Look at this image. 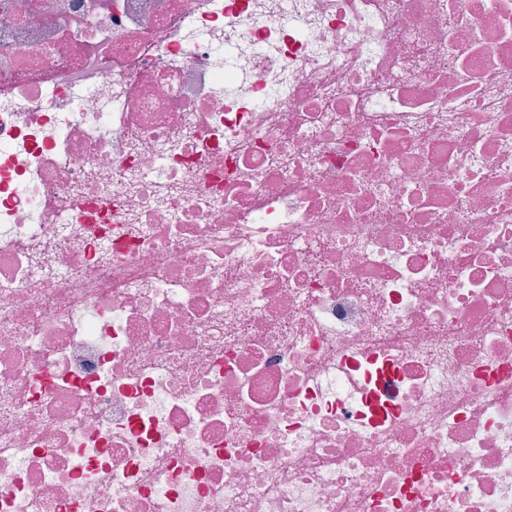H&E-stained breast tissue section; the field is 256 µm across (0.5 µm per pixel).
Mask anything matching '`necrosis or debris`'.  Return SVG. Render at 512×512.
<instances>
[{
	"instance_id": "obj_1",
	"label": "necrosis or debris",
	"mask_w": 512,
	"mask_h": 512,
	"mask_svg": "<svg viewBox=\"0 0 512 512\" xmlns=\"http://www.w3.org/2000/svg\"><path fill=\"white\" fill-rule=\"evenodd\" d=\"M0 512H512V0H0Z\"/></svg>"
}]
</instances>
